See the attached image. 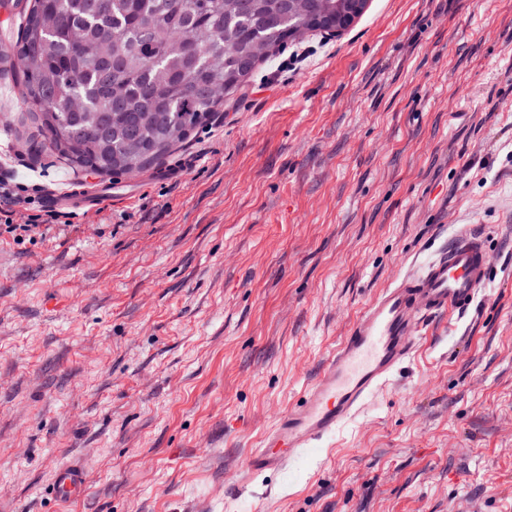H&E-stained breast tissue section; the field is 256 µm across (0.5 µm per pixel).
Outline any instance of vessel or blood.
<instances>
[{"instance_id":"vessel-or-blood-1","label":"vessel or blood","mask_w":512,"mask_h":512,"mask_svg":"<svg viewBox=\"0 0 512 512\" xmlns=\"http://www.w3.org/2000/svg\"><path fill=\"white\" fill-rule=\"evenodd\" d=\"M112 196L109 187L54 195L56 206L86 210ZM492 256L484 234L462 230L432 253L418 271L400 276L365 308L349 335L288 410L273 421L246 459L255 477L284 471L317 452L364 409L370 398L415 352L420 329L438 316L464 317L490 276ZM87 475L59 468L53 494L67 503L84 496Z\"/></svg>"}]
</instances>
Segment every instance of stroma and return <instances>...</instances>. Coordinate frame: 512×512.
<instances>
[{
    "mask_svg": "<svg viewBox=\"0 0 512 512\" xmlns=\"http://www.w3.org/2000/svg\"><path fill=\"white\" fill-rule=\"evenodd\" d=\"M305 49L120 175L129 197L0 243V512H512V0H368L278 53ZM0 102L30 214L105 184L30 156L27 104ZM464 225L493 258L475 309L319 460L227 504L375 294ZM66 464L88 486L62 509Z\"/></svg>",
    "mask_w": 512,
    "mask_h": 512,
    "instance_id": "stroma-1",
    "label": "stroma"
}]
</instances>
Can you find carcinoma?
<instances>
[{
  "label": "carcinoma",
  "mask_w": 512,
  "mask_h": 512,
  "mask_svg": "<svg viewBox=\"0 0 512 512\" xmlns=\"http://www.w3.org/2000/svg\"><path fill=\"white\" fill-rule=\"evenodd\" d=\"M0 79L20 91L47 144L102 175L156 168L252 72L253 45L322 30L336 0H16ZM135 137L139 149L129 144Z\"/></svg>",
  "instance_id": "carcinoma-1"
}]
</instances>
